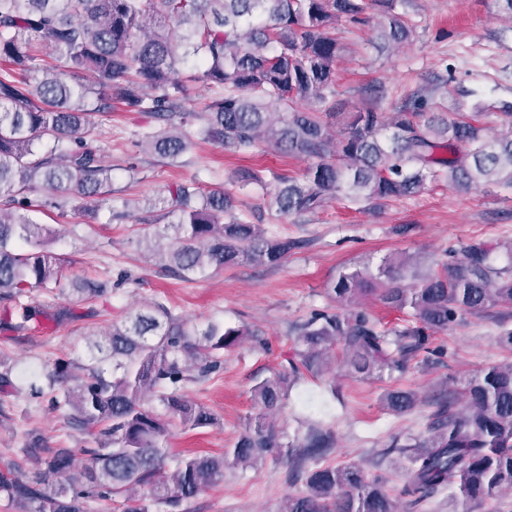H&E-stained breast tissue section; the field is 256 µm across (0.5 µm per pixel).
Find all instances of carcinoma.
Here are the masks:
<instances>
[{
  "instance_id": "1",
  "label": "carcinoma",
  "mask_w": 512,
  "mask_h": 512,
  "mask_svg": "<svg viewBox=\"0 0 512 512\" xmlns=\"http://www.w3.org/2000/svg\"><path fill=\"white\" fill-rule=\"evenodd\" d=\"M382 17L380 48L412 40L414 30L396 12L397 0H0V332L22 330L39 317L57 326L89 317L81 303L105 295L93 280L61 286V259L46 248L54 230L33 218L50 192L101 199L111 192V168L88 145L92 114L120 105L179 119L182 130L148 132L139 140L155 154L176 160L193 145L184 127L237 154L262 143L310 161L302 178L277 175L272 202L281 214L314 212L345 196L378 204L412 196L427 183L465 189L489 182L512 187V104L501 113L508 134L491 136L479 114L447 119L434 112H395L375 107H336V62L344 46L335 36L341 21L361 24L366 10ZM64 65L36 64L34 46ZM194 61L199 79L217 88L205 112H189L178 80ZM242 187L267 194V184L243 170ZM171 221L163 225L164 259L183 276L241 262L278 266L295 247L267 238L237 215L222 186L202 192L169 189ZM492 248L478 241L448 251L437 271L421 275L408 257L386 260L377 271L339 273L330 291L339 304L373 294L405 314L407 325L387 328L362 308L316 311L301 326L300 364L253 388L262 412L248 420L235 447L219 454L184 457L165 472L163 441L171 428H205L214 416L190 400L187 385L223 368L222 352L243 332L219 322L187 327L160 301L87 339L89 362L59 365L48 375L52 410L95 436L90 462L75 464L69 448H46L39 468L25 479L0 474V492L34 505L33 512H84L92 498L124 499L123 512H150L146 498L177 507L224 482V469L250 465L280 447L269 413L283 408L288 385L300 369L318 373L342 347L344 365L361 378L403 373L426 348V331L446 330L467 315L497 307L512 310V263H492ZM75 298L73 305L30 301L36 292ZM157 399L159 413L146 403ZM464 406L441 405L429 434L400 447L408 453L403 494L420 502L443 490L480 504L512 490V362L490 365L470 378ZM417 395L396 389L385 396L395 414L412 411ZM305 455L330 447L312 431ZM306 493L285 498L280 512H401L376 481L354 464L316 467Z\"/></svg>"
}]
</instances>
